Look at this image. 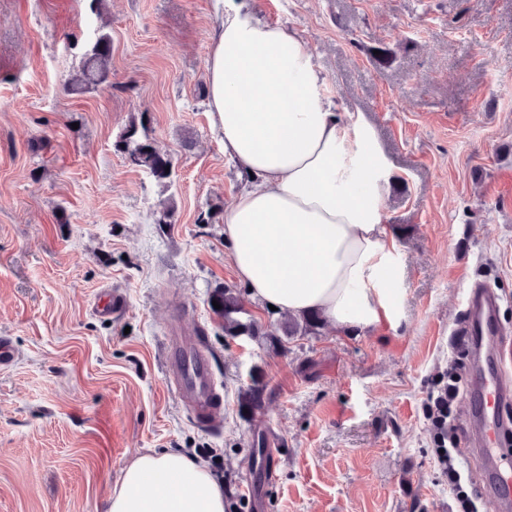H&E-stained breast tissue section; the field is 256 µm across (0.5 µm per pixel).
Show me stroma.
Returning a JSON list of instances; mask_svg holds the SVG:
<instances>
[{"label":"stroma","instance_id":"35a3bbf8","mask_svg":"<svg viewBox=\"0 0 512 512\" xmlns=\"http://www.w3.org/2000/svg\"><path fill=\"white\" fill-rule=\"evenodd\" d=\"M253 3L308 40L332 95L376 131L403 269L393 321L326 324L284 353L225 337L210 295L242 286L221 222L241 177L204 106L217 0H0V335L16 350L0 368V512H105L119 470L150 450L204 460L231 512L459 510L426 406L471 283L499 295L512 342V0ZM103 25L109 81L70 92ZM140 122L174 159L169 184L118 145ZM103 288L121 315L95 312ZM175 326L211 356L219 429L167 381ZM255 367L267 395L247 419ZM261 432L269 485L249 461Z\"/></svg>","mask_w":512,"mask_h":512}]
</instances>
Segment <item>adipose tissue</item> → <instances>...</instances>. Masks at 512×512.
<instances>
[{"label": "adipose tissue", "instance_id": "ef3b65f1", "mask_svg": "<svg viewBox=\"0 0 512 512\" xmlns=\"http://www.w3.org/2000/svg\"><path fill=\"white\" fill-rule=\"evenodd\" d=\"M206 69L211 125L246 178L222 222L250 295L343 332L391 320L399 268L372 126L334 102L305 38L260 19L252 0H224ZM227 510L206 463L149 451L122 467L107 512Z\"/></svg>", "mask_w": 512, "mask_h": 512}]
</instances>
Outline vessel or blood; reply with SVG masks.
<instances>
[{"instance_id":"b4317fda","label":"vessel or blood","mask_w":512,"mask_h":512,"mask_svg":"<svg viewBox=\"0 0 512 512\" xmlns=\"http://www.w3.org/2000/svg\"><path fill=\"white\" fill-rule=\"evenodd\" d=\"M466 334L468 346L477 362L475 405L466 426L471 442L489 465L490 492L496 512L512 506V458L501 452V441L508 430L500 409L512 400V385L506 383L497 369L493 354L500 334L497 324L499 301L493 294L471 286L467 291ZM166 368L180 400L191 407L205 426L215 427L224 420L222 402L214 390L210 356L202 347L184 349L179 337H166Z\"/></svg>"}]
</instances>
